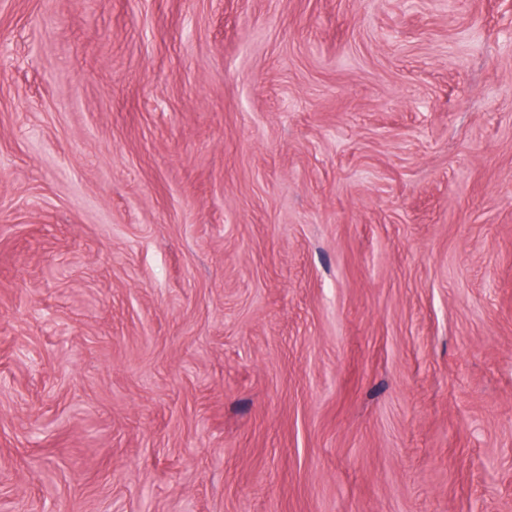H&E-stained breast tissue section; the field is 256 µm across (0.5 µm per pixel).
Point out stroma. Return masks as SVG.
<instances>
[{"instance_id":"stroma-1","label":"stroma","mask_w":512,"mask_h":512,"mask_svg":"<svg viewBox=\"0 0 512 512\" xmlns=\"http://www.w3.org/2000/svg\"><path fill=\"white\" fill-rule=\"evenodd\" d=\"M512 512V0H0V512Z\"/></svg>"}]
</instances>
